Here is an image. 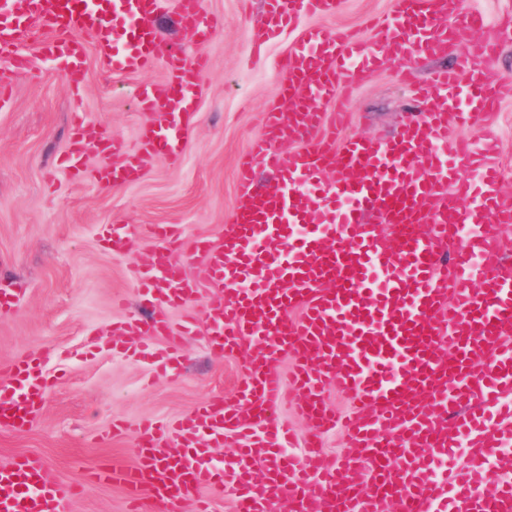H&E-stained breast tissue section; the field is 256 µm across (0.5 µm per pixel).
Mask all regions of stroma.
Segmentation results:
<instances>
[{"label": "stroma", "instance_id": "obj_1", "mask_svg": "<svg viewBox=\"0 0 512 512\" xmlns=\"http://www.w3.org/2000/svg\"><path fill=\"white\" fill-rule=\"evenodd\" d=\"M392 4L346 0L336 16L308 17L302 24L327 31L364 29L373 17L389 14ZM464 7L483 14L486 27L461 32L442 56L418 61L407 55L369 75L345 105V136L395 134L413 116L405 72L414 67L421 79H429L475 41L499 44L498 54L480 66L483 77H512V0H464ZM202 8L219 20L205 36L180 27L178 0H162L161 42L151 70L115 74L89 55L76 100L56 63L43 58L34 70L14 76L11 101L0 109V289L20 291L14 311L0 313V376L16 357L29 355L55 380L35 424L0 431V465L28 453L39 456L61 481L85 482L68 512H128L120 486L87 483L90 469L102 462L133 464V431L142 420L180 419L213 396L233 401L245 375V356L226 357L209 346L208 308L222 294L193 246L201 239L219 240L231 221L240 202L238 158L262 132V114L273 104L282 78L278 63L299 31L284 30L257 60L250 32L263 0H202ZM173 49L208 61L194 133L179 158L147 157L139 152L137 132L154 116L140 108L139 91L163 80ZM77 110L123 144L122 160L139 163L137 182L106 188L90 178L70 179L59 161L71 144L70 119ZM449 133L495 139L502 188L512 194V92L503 93L496 109L475 125L453 126ZM113 224L129 234L125 252H111L102 240L103 229ZM157 224L181 225L174 260L198 289L191 304L165 310L177 329L186 317L195 319L183 339V359L170 377L158 375L150 360L112 352L113 326L142 312L132 269L150 259ZM116 422L127 423L130 436L113 435Z\"/></svg>", "mask_w": 512, "mask_h": 512}]
</instances>
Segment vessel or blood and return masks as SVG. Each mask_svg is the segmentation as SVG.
<instances>
[{"mask_svg":"<svg viewBox=\"0 0 512 512\" xmlns=\"http://www.w3.org/2000/svg\"><path fill=\"white\" fill-rule=\"evenodd\" d=\"M160 0H0V106L11 99V75L32 70L24 51L32 28L73 90L82 86L85 55L76 35L95 34L113 72H140L157 59L154 17ZM180 21L194 32L215 27L200 0H180ZM343 0H265L252 45L261 48L309 16L333 15ZM482 14L461 0H394L369 31L304 28L282 58L279 102L238 165L241 202L222 239L200 241L213 283L227 298L209 308L211 346L248 349L235 404L213 397L175 425L143 424L133 467L103 464L88 481L121 485L141 512L194 499L212 512L213 497L238 490V512H512V264L502 258V228L512 224V195L501 192L492 140L449 136L448 123L484 116L496 89L465 78L476 56L497 52L484 42L463 51L429 84L406 80L419 114L386 139L341 138L323 103L349 97L358 79L402 55L445 53L458 27H481ZM205 58L171 51L166 80L143 87L140 106L153 126L139 138L142 155L175 158L191 134ZM72 140L62 163L84 180L83 159L98 152L97 182L130 180L133 166L113 164L120 146L71 116ZM466 164L470 176L459 173ZM270 178L258 184V170ZM159 245L137 271L151 316L118 329L114 350L130 353L171 335L160 309L194 300L197 290L174 263L180 231L158 224ZM290 357L281 376L275 363ZM310 424L303 441L275 416L284 386ZM337 386L352 412L339 416L325 400ZM50 382L36 358L22 355L0 378V429L20 430L41 415ZM174 428L179 443L159 436ZM343 429L346 453L328 465L321 441ZM240 439L233 465L217 470L211 450L226 433ZM301 453H294V445ZM464 450L466 465L439 477L437 462ZM84 485L60 481L37 457L0 467V512H66Z\"/></svg>","mask_w":512,"mask_h":512,"instance_id":"b4317fda","label":"vessel or blood"}]
</instances>
